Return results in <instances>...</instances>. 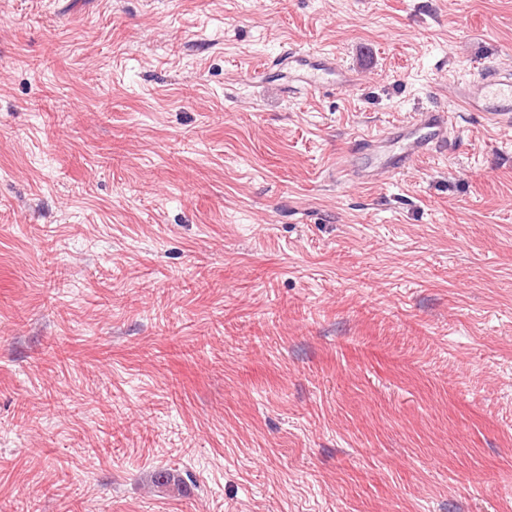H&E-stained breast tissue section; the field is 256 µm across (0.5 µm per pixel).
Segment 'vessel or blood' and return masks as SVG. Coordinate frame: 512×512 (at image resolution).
I'll list each match as a JSON object with an SVG mask.
<instances>
[{"mask_svg": "<svg viewBox=\"0 0 512 512\" xmlns=\"http://www.w3.org/2000/svg\"><path fill=\"white\" fill-rule=\"evenodd\" d=\"M288 60L303 72L296 87L297 92L340 93L351 88L356 76L352 70L339 66L334 56L327 52L304 50L289 52ZM449 108H433L415 113L403 123L392 148L378 154V139L360 140L358 154L369 156L364 167H357L354 159L345 158V168L356 170L365 181L376 175H391L403 169L412 159L429 154L432 149L445 143L453 126L451 105L457 104L468 112L479 113L487 123L501 129L512 127V72L488 67L470 78L450 83L448 86Z\"/></svg>", "mask_w": 512, "mask_h": 512, "instance_id": "obj_1", "label": "vessel or blood"}]
</instances>
